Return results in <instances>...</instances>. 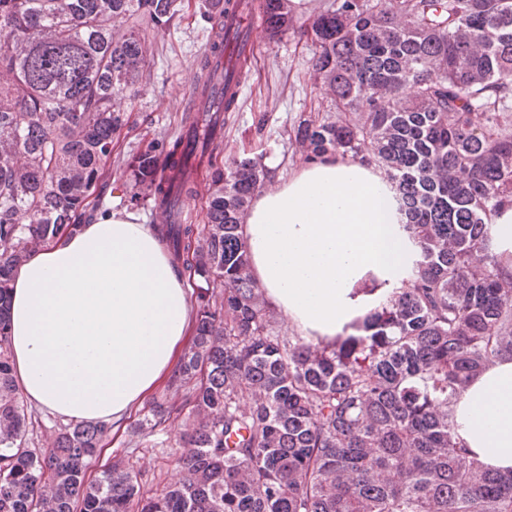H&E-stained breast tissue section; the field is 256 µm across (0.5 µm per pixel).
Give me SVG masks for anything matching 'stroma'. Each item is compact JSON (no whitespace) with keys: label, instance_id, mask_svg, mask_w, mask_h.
<instances>
[{"label":"stroma","instance_id":"obj_1","mask_svg":"<svg viewBox=\"0 0 512 512\" xmlns=\"http://www.w3.org/2000/svg\"><path fill=\"white\" fill-rule=\"evenodd\" d=\"M209 31L207 21L188 15L154 40L150 64L136 97L121 104L125 122L113 137L112 158L103 174L106 187L95 198L98 211L130 206L125 188L127 160L181 133L183 114L192 107L197 61L206 48ZM329 103L314 77L311 47L290 34L270 40L265 21L257 20L249 73L236 108L224 125L225 159L258 156L273 177H287L304 159L295 138L300 118ZM161 437L165 441L161 448L130 447L124 432L108 437L89 476H97L101 464L121 454L131 456L137 468L158 483L177 481L180 472L176 460L183 452L179 437L168 428Z\"/></svg>","mask_w":512,"mask_h":512}]
</instances>
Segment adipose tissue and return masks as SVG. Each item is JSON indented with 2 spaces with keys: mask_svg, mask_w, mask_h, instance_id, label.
I'll use <instances>...</instances> for the list:
<instances>
[{
  "mask_svg": "<svg viewBox=\"0 0 512 512\" xmlns=\"http://www.w3.org/2000/svg\"><path fill=\"white\" fill-rule=\"evenodd\" d=\"M388 181L357 159H313L257 194L243 220L253 278L305 336L334 338L400 287L408 245ZM378 290L363 292L367 280ZM13 374L64 422L132 417L168 381L195 331L194 290L156 227L112 210L32 253L9 291ZM485 467L512 470V361L453 406Z\"/></svg>",
  "mask_w": 512,
  "mask_h": 512,
  "instance_id": "obj_1",
  "label": "adipose tissue"
}]
</instances>
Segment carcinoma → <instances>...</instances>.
<instances>
[{"mask_svg": "<svg viewBox=\"0 0 512 512\" xmlns=\"http://www.w3.org/2000/svg\"><path fill=\"white\" fill-rule=\"evenodd\" d=\"M212 25L185 134L133 157L131 200L173 208L204 190L202 223L159 228L197 290L195 336L129 436L189 410L182 477L153 480L119 457L87 478L112 430L79 423L30 448L32 414L10 363L13 268L93 219L87 198L137 92L152 41L183 0H0V512H512V472L456 435L450 406L512 359V253L493 219L512 208V0H332L297 26L263 0L271 38L301 32L336 117L300 121L306 157L383 170L410 259L403 286L332 340L286 334L251 275L243 216L268 171L219 160L236 94L213 112L224 16ZM25 214L28 223L17 222Z\"/></svg>", "mask_w": 512, "mask_h": 512, "instance_id": "obj_1", "label": "carcinoma"}]
</instances>
